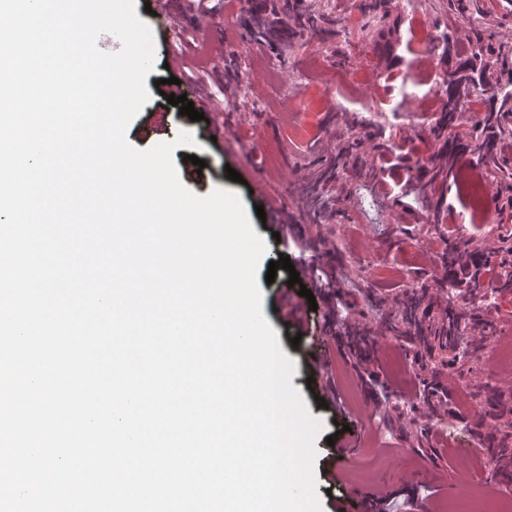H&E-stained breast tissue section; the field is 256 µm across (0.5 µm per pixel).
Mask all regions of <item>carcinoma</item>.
<instances>
[{
    "label": "carcinoma",
    "mask_w": 512,
    "mask_h": 512,
    "mask_svg": "<svg viewBox=\"0 0 512 512\" xmlns=\"http://www.w3.org/2000/svg\"><path fill=\"white\" fill-rule=\"evenodd\" d=\"M391 0H360L359 10L364 19H383L388 15ZM332 0H321L314 7L306 0H256L251 22L253 38L275 48L288 49L293 37H317L336 27V34L350 35L345 21L333 16ZM440 61L450 68L435 118L422 128L417 137L434 146L426 164L411 162L403 145L392 138H381L375 145L377 159L397 178L419 171L428 176L420 187L426 198L437 202L426 217V223L441 227L447 219L442 206L448 189V176L465 153L477 156L485 176L495 180L512 179V171L503 166L497 141L512 142V69L504 79H491L489 58L494 53L492 35L486 30H474L468 55L453 58L449 36L435 46ZM481 113V124L470 125L460 114L462 104ZM367 126L364 119H352L346 132L339 135L336 144L335 171L320 175L310 186L318 200L310 213V220L320 224L327 220L324 194L331 182H340L348 169L349 160L362 145L361 130ZM503 258L492 268L473 261L478 248L473 240L462 235L447 239V247L437 254V263L444 275L432 280H413L402 293L393 298L395 314L385 323L384 332L397 341L418 347L429 354L430 361L420 366L427 371L428 411L440 416L446 402L441 389L444 369L448 365L465 363L483 347V339L470 335L473 323L497 309V300L503 289L512 286V241L503 240ZM444 303L438 316H433L434 300ZM470 396L487 404L483 417L494 423L495 433L491 447L496 455L500 476L512 481V404L497 400L488 384L476 383L469 387Z\"/></svg>",
    "instance_id": "carcinoma-1"
}]
</instances>
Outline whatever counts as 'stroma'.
Segmentation results:
<instances>
[{
  "instance_id": "35a3bbf8",
  "label": "stroma",
  "mask_w": 512,
  "mask_h": 512,
  "mask_svg": "<svg viewBox=\"0 0 512 512\" xmlns=\"http://www.w3.org/2000/svg\"><path fill=\"white\" fill-rule=\"evenodd\" d=\"M252 7V0H216L203 24L189 17L169 37H155L154 68L145 80L148 92H155V80L177 77L201 92L204 118L175 119L176 108L169 104L156 110L145 107L129 123L126 139L147 150L168 142L169 130L189 133L195 150L180 146L173 152L186 188L199 196L219 188L237 192L257 235L268 240L280 225H287L289 233L307 241L308 260L335 275V287L315 292L310 299L299 297L310 324L302 333L284 325L277 312L288 272L278 270L274 282L261 287L262 313L282 352L295 363L291 384L310 415L322 423L315 441V474L323 512L334 508L327 494L333 484L350 497L359 490L382 496L398 492L431 512H443L449 504L458 512H484L485 475L496 467L487 439L492 424L480 422V409L466 386L492 376L512 378V297L501 296L500 321L485 323L486 342L478 359L463 371L448 372L455 386L448 396V414L428 416L417 355L382 330L393 296L411 279L435 275L419 255L427 234L418 220L429 204L378 172L372 150L379 135L408 139L434 120L446 68L432 55L427 34H448L463 54L472 24L467 15L445 12L441 0H393L388 16L370 22L365 31L346 39L330 34L307 45L297 39L283 56L250 41ZM206 28L221 34L220 45L203 36ZM190 39L196 40L199 52L193 66L185 68L175 51ZM383 44L394 75L390 82L371 78L377 48ZM286 102L292 111H283ZM355 117L371 121L362 131L363 158L377 174L350 181L347 192L332 204L333 218L310 223L311 202L304 188L330 164L337 134ZM294 123L306 126V137L291 133ZM190 151L206 162L202 180L191 174L193 164L186 158ZM229 167L240 174V181L227 179ZM485 189L488 208L478 215L456 188L448 189L446 229L472 238L493 265L499 260L500 238L512 237V189L492 181ZM259 205L265 218L255 212ZM313 301L318 304L314 311L308 308ZM340 311L348 313L347 324H337ZM355 327L377 332L376 343L352 345L348 332ZM317 349L329 356L326 373L341 398V413L319 407L307 387V362ZM373 375L388 382L375 395L367 387ZM343 425L362 441L358 457L378 458L370 474L359 475L352 467L331 473L327 439ZM456 446L472 454L469 466L456 462Z\"/></svg>"
}]
</instances>
